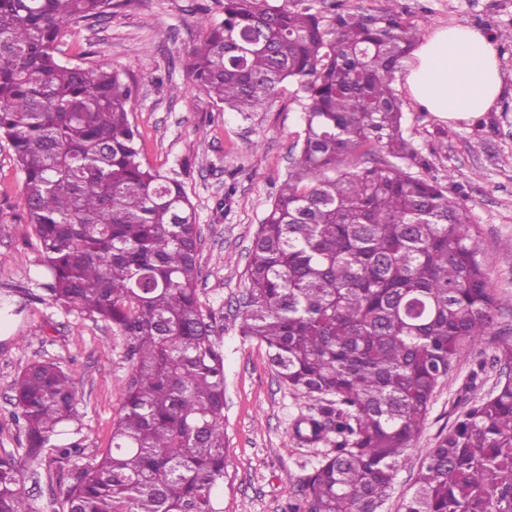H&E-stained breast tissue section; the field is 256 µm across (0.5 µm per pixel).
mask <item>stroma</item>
I'll return each instance as SVG.
<instances>
[{
	"label": "stroma",
	"mask_w": 512,
	"mask_h": 512,
	"mask_svg": "<svg viewBox=\"0 0 512 512\" xmlns=\"http://www.w3.org/2000/svg\"><path fill=\"white\" fill-rule=\"evenodd\" d=\"M100 21L65 31L60 59L80 68L111 65L134 87L129 102L141 134L142 157L167 172L185 168L186 191L201 236L199 296L222 329L224 436L227 477L224 512H285L335 446V433L316 443L293 436L304 415L320 416L322 403L283 384L265 346L241 336L239 303L246 293L249 252L259 224L302 129L295 88L284 83L266 111L251 121L199 91L186 49L197 42L201 10L221 19L220 0H112ZM378 12L396 9L419 36L456 23L495 31L512 27V0H344ZM506 91L491 112L475 121L447 123L410 97L403 72L393 86L402 102L404 135L425 162V173L447 185L468 209L478 231L492 288L512 294V45L499 43ZM23 175L10 143L0 137V301L20 305L0 316V453L21 454L24 436L12 417V384L36 361H51L74 381L84 457L107 448L128 379L127 343L108 322L52 303L44 279L40 242L21 197ZM512 332V309L498 314L489 335L459 356L436 388L424 426L402 460L391 496L380 512H401L414 490L425 454L439 436L492 390L498 336ZM68 462L44 465L27 480L33 512H66L59 484Z\"/></svg>",
	"instance_id": "35a3bbf8"
}]
</instances>
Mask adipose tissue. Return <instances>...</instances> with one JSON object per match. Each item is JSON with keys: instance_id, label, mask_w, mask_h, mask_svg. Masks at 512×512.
<instances>
[{"instance_id": "1", "label": "adipose tissue", "mask_w": 512, "mask_h": 512, "mask_svg": "<svg viewBox=\"0 0 512 512\" xmlns=\"http://www.w3.org/2000/svg\"><path fill=\"white\" fill-rule=\"evenodd\" d=\"M405 82L411 98L440 119L480 118L504 91L498 46L466 23L437 28L414 49Z\"/></svg>"}]
</instances>
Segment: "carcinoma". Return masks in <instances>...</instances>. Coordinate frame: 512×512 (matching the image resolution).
I'll return each mask as SVG.
<instances>
[{
	"label": "carcinoma",
	"instance_id": "obj_1",
	"mask_svg": "<svg viewBox=\"0 0 512 512\" xmlns=\"http://www.w3.org/2000/svg\"><path fill=\"white\" fill-rule=\"evenodd\" d=\"M112 0H0V135L55 304L112 324L130 370L108 448L77 464L67 512H224V357L198 292L200 233L182 173L141 159L133 89L108 64L71 67L60 34ZM186 49L195 86L250 117L285 82L302 107L294 158L260 224L240 333L328 421L299 440L336 448L288 512H377L454 359L512 297L491 287L467 211L412 171L393 76L416 26L330 0H221ZM500 377L428 450L403 512H512V336ZM22 456L0 454V512H32L26 479L47 455H82L69 372L26 366L13 387Z\"/></svg>",
	"mask_w": 512,
	"mask_h": 512
}]
</instances>
